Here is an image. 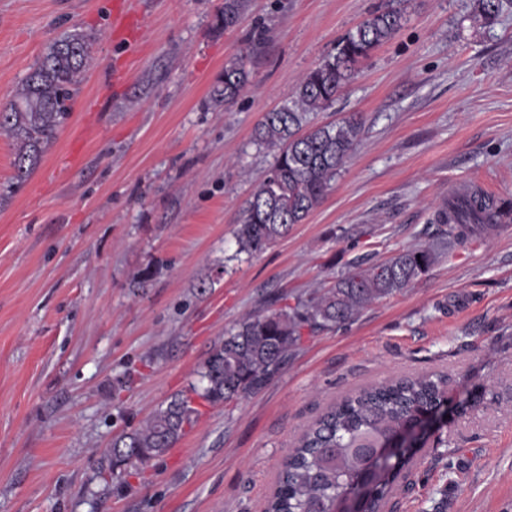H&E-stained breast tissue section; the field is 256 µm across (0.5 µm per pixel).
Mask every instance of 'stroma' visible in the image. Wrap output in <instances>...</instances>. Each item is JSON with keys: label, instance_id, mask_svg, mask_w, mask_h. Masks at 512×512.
Wrapping results in <instances>:
<instances>
[{"label": "stroma", "instance_id": "obj_1", "mask_svg": "<svg viewBox=\"0 0 512 512\" xmlns=\"http://www.w3.org/2000/svg\"><path fill=\"white\" fill-rule=\"evenodd\" d=\"M0 0V107L47 47L96 35L87 79L25 182L0 133V512H263L330 405L386 379L448 381L450 418L385 512H512V224L456 246L397 295L304 338L263 386L199 415L174 448L112 468L115 434L185 391L225 327L323 292L357 257L435 243L434 214L479 186L512 199V7L402 0L393 38L309 124L358 115L323 202L238 262L234 232L273 151L263 114L384 0ZM253 49L230 107L210 92ZM242 7L243 0H224V8L215 15L214 28L226 31L236 26Z\"/></svg>", "mask_w": 512, "mask_h": 512}]
</instances>
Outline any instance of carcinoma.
Instances as JSON below:
<instances>
[{"label": "carcinoma", "mask_w": 512, "mask_h": 512, "mask_svg": "<svg viewBox=\"0 0 512 512\" xmlns=\"http://www.w3.org/2000/svg\"><path fill=\"white\" fill-rule=\"evenodd\" d=\"M399 0L382 6L337 44L296 86L291 104L267 112L255 129L259 147L274 148L267 169L243 208L235 231L237 250L252 257L302 223L329 193L336 174L356 144L361 123L355 116L339 124L312 125L307 117L328 107L353 75L355 66L390 40L402 26ZM243 0H224L214 28L236 26ZM503 9V0H477L476 10L488 24ZM90 35L73 31L54 41L25 77L14 99L0 108V131L14 138L18 152L16 177L22 181L37 166L45 148L69 116L66 102L83 80L91 58ZM243 54L224 65L211 91L217 105H229L247 90L252 72ZM512 223V201L478 189L461 192L439 209L434 224L440 237L457 244L478 240ZM430 246L405 250L385 261L354 260L325 293L300 299L293 307L245 317L225 331L197 370L189 394H176L160 406L144 427L112 439L124 448L112 455L115 466L139 463V456H162L183 436L197 414L191 395L216 406L245 396L268 381L298 346L303 330L339 326L375 301L400 293L436 262ZM448 395L447 380L438 375L400 378L379 383L330 407L300 437L283 465L266 512H335L336 500L348 493L372 451L388 443L418 415L439 406ZM414 455L404 453L381 469L365 500L366 512H382L398 475Z\"/></svg>", "instance_id": "cac0c4a2"}]
</instances>
